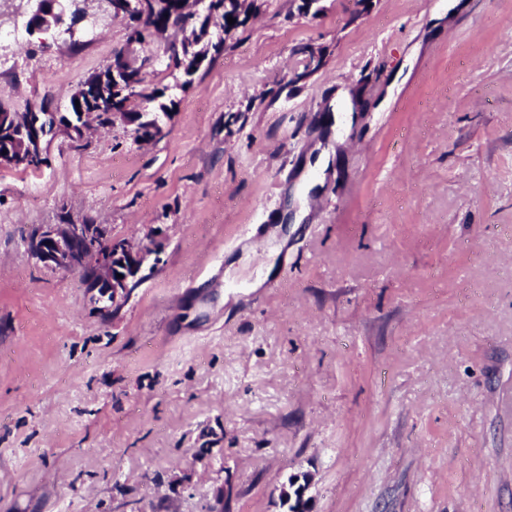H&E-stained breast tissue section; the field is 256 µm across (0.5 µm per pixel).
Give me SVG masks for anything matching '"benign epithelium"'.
Masks as SVG:
<instances>
[{"instance_id":"1","label":"benign epithelium","mask_w":512,"mask_h":512,"mask_svg":"<svg viewBox=\"0 0 512 512\" xmlns=\"http://www.w3.org/2000/svg\"><path fill=\"white\" fill-rule=\"evenodd\" d=\"M34 2L36 9L28 21L30 27L63 25L65 11L60 0ZM43 121V109L30 106L28 124L36 132L33 142L37 144L42 142L40 126ZM31 158L23 148L14 150L8 146L6 152L0 151V162L13 167H21ZM28 251L45 268L90 274L94 289L111 298L116 306L130 297L143 265L156 254L150 246L134 244L123 237L105 235L93 240L84 224L43 225L29 239Z\"/></svg>"}]
</instances>
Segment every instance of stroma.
I'll return each mask as SVG.
<instances>
[{
  "instance_id": "1",
  "label": "stroma",
  "mask_w": 512,
  "mask_h": 512,
  "mask_svg": "<svg viewBox=\"0 0 512 512\" xmlns=\"http://www.w3.org/2000/svg\"><path fill=\"white\" fill-rule=\"evenodd\" d=\"M300 2L183 90L106 0L13 46L12 109L118 53L171 105L0 164V512H512V0ZM44 224L160 261L107 315ZM0 145H1L0 146V162H1V164L13 166V167L21 169L23 171H28V170L29 171H37V170L41 169L42 166L47 165L48 158L45 157L42 159L37 158V160L31 162L27 166H23V165L27 164L28 161H30L32 158L31 154L25 153L26 147L15 151L8 144L7 147L5 148V143L2 138L0 140ZM3 149L7 150V154H3V151H2Z\"/></svg>"
}]
</instances>
